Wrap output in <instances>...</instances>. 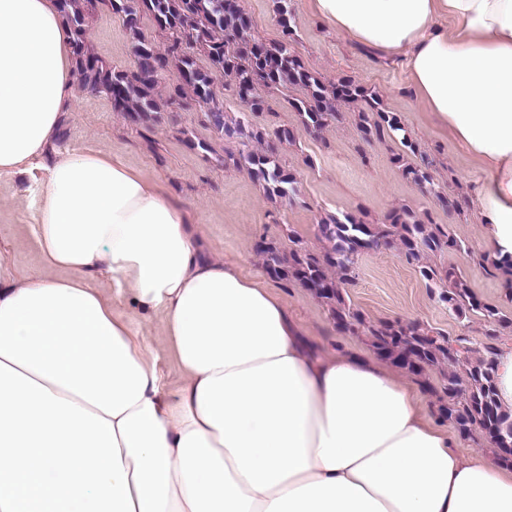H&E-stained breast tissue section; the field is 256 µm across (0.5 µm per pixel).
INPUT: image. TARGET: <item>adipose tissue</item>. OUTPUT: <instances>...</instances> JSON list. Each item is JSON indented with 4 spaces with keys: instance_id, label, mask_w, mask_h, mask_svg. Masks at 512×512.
<instances>
[{
    "instance_id": "1",
    "label": "adipose tissue",
    "mask_w": 512,
    "mask_h": 512,
    "mask_svg": "<svg viewBox=\"0 0 512 512\" xmlns=\"http://www.w3.org/2000/svg\"><path fill=\"white\" fill-rule=\"evenodd\" d=\"M357 44L402 54L436 126L477 164L484 246L512 254V0H311ZM55 0H0V174L41 156L70 97ZM40 252L68 278L17 282L0 255V512H512V471L461 455L415 389L321 355L239 263L198 250L187 211L94 153L35 194ZM161 310L185 373L83 271ZM93 288L107 297L116 316L124 320L134 336L144 340L152 352V359L160 385L165 392H175L183 384L184 375L171 343L166 336L160 313H143L127 297L119 296L118 282L112 276L94 271L79 274Z\"/></svg>"
}]
</instances>
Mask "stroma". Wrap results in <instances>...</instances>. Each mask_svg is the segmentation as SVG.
Instances as JSON below:
<instances>
[{
	"instance_id": "1",
	"label": "stroma",
	"mask_w": 512,
	"mask_h": 512,
	"mask_svg": "<svg viewBox=\"0 0 512 512\" xmlns=\"http://www.w3.org/2000/svg\"><path fill=\"white\" fill-rule=\"evenodd\" d=\"M240 5L252 19L256 38L267 43L281 40L276 0H240ZM290 10L292 48L306 67L325 84L352 79L375 93L382 110L400 118L427 158L434 181L458 201V209H447L402 176L391 162L393 154L402 150L398 140L362 139L358 114L364 104L360 101L338 102L336 121L307 132L291 106L292 99L304 97L303 89L263 90L266 104L257 124L270 133L283 127L298 132L296 144L278 147L280 164L296 176V193L290 200L271 201L247 172L221 165L226 153L242 149L243 139L218 133L203 109L166 106L160 123L146 131L124 113L113 111L108 99L75 84L71 109L63 114L44 155L24 173L0 175V252L10 256L18 280L67 277V270L47 266L39 252L34 195L60 156L93 151L119 158L160 182L187 209L200 252L216 262L237 260L245 275L268 281L320 354L376 357L367 337L338 332L326 305L309 290L294 282L269 279L254 246L263 237L284 243L293 235L312 253H321L324 243L316 235V226L328 215L348 212L365 223L379 224L391 211L405 209L415 219L443 225L464 248L427 256V263L455 268L481 301L512 316V302L506 298L512 275L499 271L489 275L478 266L488 255L475 203L479 172L469 156L433 124L411 87L402 60L353 44L315 18L308 0H290ZM88 40L113 67L132 69L134 57L121 16L98 7L89 20ZM188 134L208 143L210 152L190 149L184 142ZM84 278L110 300L114 314L126 322L130 332L148 345L162 389L177 391L184 375L161 314L141 312L120 296L112 276L89 271ZM346 300L374 321L418 322L451 337H466L476 349L487 341L488 325L482 317H458L422 278L417 263L408 262L393 248L359 255Z\"/></svg>"
}]
</instances>
